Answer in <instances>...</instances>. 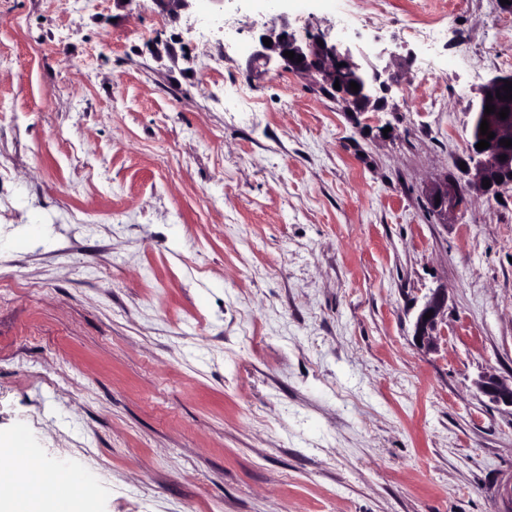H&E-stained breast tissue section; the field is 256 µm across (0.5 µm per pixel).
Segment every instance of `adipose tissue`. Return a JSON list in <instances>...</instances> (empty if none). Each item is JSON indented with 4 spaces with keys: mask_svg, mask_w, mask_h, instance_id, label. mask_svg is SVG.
<instances>
[{
    "mask_svg": "<svg viewBox=\"0 0 512 512\" xmlns=\"http://www.w3.org/2000/svg\"><path fill=\"white\" fill-rule=\"evenodd\" d=\"M64 467H50L28 446L24 432L0 444V512H85L90 482L64 488Z\"/></svg>",
    "mask_w": 512,
    "mask_h": 512,
    "instance_id": "ef3b65f1",
    "label": "adipose tissue"
}]
</instances>
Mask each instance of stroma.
Wrapping results in <instances>:
<instances>
[{
    "label": "stroma",
    "mask_w": 512,
    "mask_h": 512,
    "mask_svg": "<svg viewBox=\"0 0 512 512\" xmlns=\"http://www.w3.org/2000/svg\"><path fill=\"white\" fill-rule=\"evenodd\" d=\"M283 13L394 71L383 109L249 75ZM511 73L499 0H0V439L89 512H503L512 186L427 190ZM432 311L430 318L425 314ZM448 313V291L444 288L434 290L423 303L415 322L414 337L422 349H435L436 332ZM474 385L491 403L512 408V381L509 384L495 374L486 373L475 380Z\"/></svg>",
    "instance_id": "35a3bbf8"
}]
</instances>
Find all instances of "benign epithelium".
<instances>
[{
  "mask_svg": "<svg viewBox=\"0 0 512 512\" xmlns=\"http://www.w3.org/2000/svg\"><path fill=\"white\" fill-rule=\"evenodd\" d=\"M280 27H271L262 34L258 45L248 58V70L254 76H261L270 71V65L276 64L283 70L299 75L309 76L322 89H332L334 84H340L339 93L346 105L355 112H366L379 108L381 99L371 93L374 84L380 88L387 86V81L381 80V73L373 71L368 78L361 72L357 64L347 53L339 50L336 41L332 40L329 32H318L297 37L288 32V21L285 16H278ZM269 38L272 44L266 46L263 39ZM292 51L295 58L284 56V52ZM512 82V74L492 79L479 91V100L474 112L472 142L469 143L470 159L473 164V174L468 187L476 192L488 194L505 185L512 186V146L500 144L502 139L512 140V100H500L497 91L503 90L505 81ZM359 85L358 91L350 89V82ZM492 101H487V98ZM488 104L495 106V112L485 114ZM509 108L508 117L502 119L499 112ZM489 123V131L495 137L489 140L490 147L479 150L476 144L483 139L480 135L482 120ZM506 159H500V156ZM490 181V186L483 187V181ZM428 201L433 214L439 218L448 216V212L463 208L468 203L467 194L458 187L443 179L434 183L428 190ZM431 314L425 318V314ZM448 313V289L434 290L423 303L415 322L414 337L419 346L425 350L435 349L436 332ZM476 389L496 405L512 408V383H507L492 373L481 375L474 381Z\"/></svg>",
  "mask_w": 512,
  "mask_h": 512,
  "instance_id": "7a95c632",
  "label": "benign epithelium"
}]
</instances>
